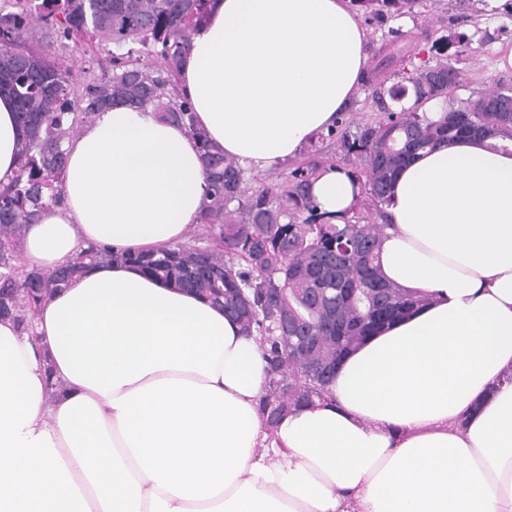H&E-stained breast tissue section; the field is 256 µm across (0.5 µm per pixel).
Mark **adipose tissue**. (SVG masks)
Wrapping results in <instances>:
<instances>
[{
  "label": "adipose tissue",
  "instance_id": "adipose-tissue-1",
  "mask_svg": "<svg viewBox=\"0 0 512 512\" xmlns=\"http://www.w3.org/2000/svg\"><path fill=\"white\" fill-rule=\"evenodd\" d=\"M349 2L210 0L177 90L211 143L264 170L335 126L366 74ZM20 139L2 95L0 188ZM64 149V201L27 226L29 268L90 243L155 253L199 224L201 152L152 108L103 109ZM311 194L332 219L360 199L342 168ZM386 212L381 273L427 304L271 430L256 338L136 265L88 267L34 333L0 320V512H512V150L420 151Z\"/></svg>",
  "mask_w": 512,
  "mask_h": 512
}]
</instances>
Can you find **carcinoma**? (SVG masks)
Masks as SVG:
<instances>
[{"label":"carcinoma","instance_id":"1","mask_svg":"<svg viewBox=\"0 0 512 512\" xmlns=\"http://www.w3.org/2000/svg\"><path fill=\"white\" fill-rule=\"evenodd\" d=\"M382 17L414 11L421 0H354ZM0 8V92L16 107L19 169L0 189V320L29 329L37 309L84 268L112 261L131 262L175 288H190L224 310L248 334L259 336L269 382L258 410L269 427L288 412L328 399L338 362L356 350L376 326V313L403 317L428 302L387 282L379 255L388 193L397 170L418 151L461 137L512 142V86L453 101L460 72L441 59L449 46L435 44L432 60L391 42L385 58L407 54L410 67L400 82L372 70V89L383 118L337 125L328 136L336 154L363 162L349 174L358 182L372 213L357 205L333 224L319 218L311 185L333 158L312 149L285 181L247 193L245 170L224 156L195 127L191 106L171 97L191 35L204 23L208 0H14ZM57 40L110 41L125 47L112 54V75L77 89L71 73L42 53L21 49L34 27ZM161 45L163 65L154 68L133 56L129 45ZM413 103L402 105L406 98ZM443 102V115L429 119L419 108ZM114 103L151 107L170 122L188 128L202 153L210 186L201 218L210 242L179 244L156 254L113 253L90 245L65 265L17 274L18 243L25 225L63 199L66 140L80 124ZM308 339L302 346L278 328L277 317Z\"/></svg>","mask_w":512,"mask_h":512}]
</instances>
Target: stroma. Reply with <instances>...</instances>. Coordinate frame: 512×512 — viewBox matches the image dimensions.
Here are the masks:
<instances>
[{
	"label": "stroma",
	"instance_id": "1",
	"mask_svg": "<svg viewBox=\"0 0 512 512\" xmlns=\"http://www.w3.org/2000/svg\"><path fill=\"white\" fill-rule=\"evenodd\" d=\"M359 18L367 33V64L375 66L382 56V47L390 30L401 34L403 46L416 49L430 47L437 39L461 42L459 54L451 57V64L460 72V83L454 89L455 99L463 100L472 94L494 88L498 83L512 81V67L498 69L496 48L502 43H512V0H498L495 10L468 18L461 17L455 0H427L416 6L407 19H379L368 13ZM491 35L489 42L478 44L471 37L476 29ZM53 58L70 66L76 83H83L100 76L113 51L109 42L100 43L90 51L79 50L75 45L51 47Z\"/></svg>",
	"mask_w": 512,
	"mask_h": 512
}]
</instances>
